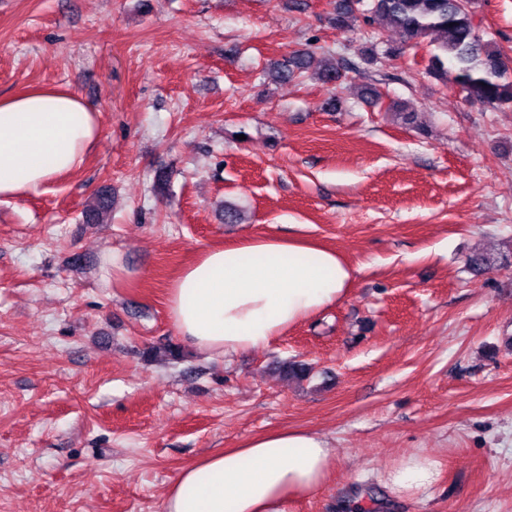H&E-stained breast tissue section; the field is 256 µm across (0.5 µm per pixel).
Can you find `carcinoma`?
I'll return each mask as SVG.
<instances>
[{"label":"carcinoma","mask_w":512,"mask_h":512,"mask_svg":"<svg viewBox=\"0 0 512 512\" xmlns=\"http://www.w3.org/2000/svg\"><path fill=\"white\" fill-rule=\"evenodd\" d=\"M363 0L354 5L336 8L330 23L338 30H349L358 16L369 20L380 17L398 35L399 44L391 53L407 47H429L428 74L443 82H451L472 101L500 108L512 106V67L494 46L489 34L480 29L471 8V0H370L362 9ZM312 55L297 51L281 67L271 72L273 80L302 75L311 67ZM351 71L349 64L329 58L316 72L325 84L341 83ZM112 199L98 195L87 213L88 221L100 223L110 210ZM154 359L180 360L181 347L164 344L150 350Z\"/></svg>","instance_id":"cac0c4a2"}]
</instances>
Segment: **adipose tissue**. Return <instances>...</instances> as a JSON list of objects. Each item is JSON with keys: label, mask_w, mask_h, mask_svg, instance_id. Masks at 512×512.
<instances>
[{"label": "adipose tissue", "mask_w": 512, "mask_h": 512, "mask_svg": "<svg viewBox=\"0 0 512 512\" xmlns=\"http://www.w3.org/2000/svg\"><path fill=\"white\" fill-rule=\"evenodd\" d=\"M100 135L98 114L75 93L42 87L0 98V198L37 192L82 166ZM353 282L334 250L305 239L256 235L202 251L173 281L168 313L194 350L225 357L274 339L342 301ZM333 452L320 434L280 429L184 467L162 512H288L323 489ZM434 460L406 457L387 472L398 495L429 493Z\"/></svg>", "instance_id": "obj_1"}]
</instances>
